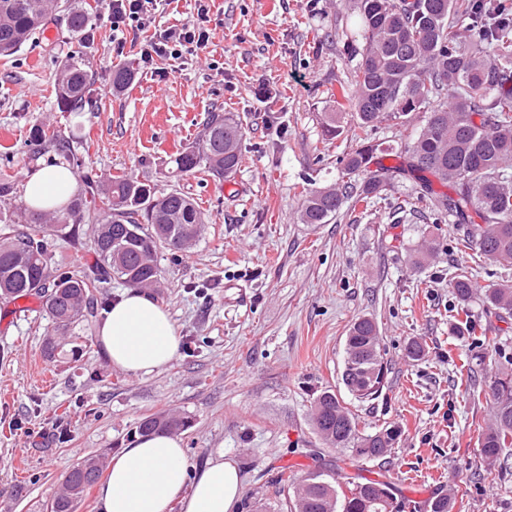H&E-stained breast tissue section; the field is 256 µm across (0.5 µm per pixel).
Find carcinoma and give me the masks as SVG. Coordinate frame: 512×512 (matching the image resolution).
Segmentation results:
<instances>
[{
  "instance_id": "1",
  "label": "carcinoma",
  "mask_w": 512,
  "mask_h": 512,
  "mask_svg": "<svg viewBox=\"0 0 512 512\" xmlns=\"http://www.w3.org/2000/svg\"><path fill=\"white\" fill-rule=\"evenodd\" d=\"M58 0H0V56L17 52L41 27ZM362 41L361 60L353 75L357 128L376 123L409 122L412 113L444 94L447 107L430 111L420 133L404 150L411 172L421 174L422 191L448 221L463 223L476 215L458 245L476 249L496 263L512 264V32L496 27L461 40L460 28L475 18L473 0H358ZM69 33L79 38L90 13L83 0L67 7ZM91 71L82 57L72 56L59 69L57 104L76 112L87 104ZM245 128L231 112H211L199 138L175 159L178 176L204 172L224 179L241 166ZM375 154L360 146L345 161L338 182L309 189L302 195L299 219L317 226L328 223L346 204L369 203L388 182L379 174L360 178ZM429 173L449 192L431 193ZM86 215L93 216L91 251L94 263L74 272L48 251L51 236L74 238ZM205 220L193 199L172 190L161 192L148 184L114 176L106 185L87 184L64 214L46 211L25 215L24 227L0 236V298L36 297L51 320L54 334L45 339L43 354L52 357L57 336L81 339L74 329L90 326L101 306L104 288L123 285L153 291L161 286L159 249L181 250L201 235ZM425 240L411 250L412 264L421 266L433 254ZM450 287L458 304L467 308L478 300L488 309L512 314V284L477 288L468 271L454 272ZM386 365L376 322L358 318L349 328L341 380L359 400L381 393ZM493 421L479 438L480 454L489 467L504 469L512 457V377H498L490 387ZM312 424L324 444L362 459H381L395 447L400 432L394 427L367 433L332 390L321 392L312 406ZM174 414L144 418L138 431L168 433L188 428ZM104 458L90 456L74 466L50 503V512H74L76 504L103 473ZM349 494L339 499L335 474L308 473L295 491L294 512H401L389 484L346 477Z\"/></svg>"
}]
</instances>
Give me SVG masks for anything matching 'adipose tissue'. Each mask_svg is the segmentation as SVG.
<instances>
[{"label":"adipose tissue","mask_w":512,"mask_h":512,"mask_svg":"<svg viewBox=\"0 0 512 512\" xmlns=\"http://www.w3.org/2000/svg\"><path fill=\"white\" fill-rule=\"evenodd\" d=\"M75 186L68 168L44 167L28 179L24 202L35 210H57L67 205ZM97 340L113 367L135 375L161 370L179 349L169 313L135 290L110 305ZM241 492L239 472L223 454L197 464L179 438L154 435L112 460L98 488V512H168L175 501L182 512H234Z\"/></svg>","instance_id":"adipose-tissue-1"}]
</instances>
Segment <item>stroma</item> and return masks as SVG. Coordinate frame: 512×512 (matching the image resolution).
<instances>
[{"mask_svg": "<svg viewBox=\"0 0 512 512\" xmlns=\"http://www.w3.org/2000/svg\"><path fill=\"white\" fill-rule=\"evenodd\" d=\"M82 40L63 9L14 55L0 57V210L22 227L28 177L77 162L87 180L126 175L194 199L206 224L189 248L158 253L156 301L170 314L179 350L165 368L132 375L112 368L89 329L75 348L62 339L54 358L43 340L41 306L0 299V512H47L65 473L87 457H117L149 415L176 414L192 461L223 453L242 478L237 512H290L291 480L332 470L390 483L403 512L453 494V512H512V474L487 467L478 439L492 418L490 385L512 375V315L468 308L471 330L453 335L458 303L448 284L458 268L478 287L512 280L504 266L456 247L466 227L416 198L395 178L370 206L343 208L329 223L301 224L306 189L336 183L359 143L352 101L361 40L357 0H210L206 49L162 61L159 78L140 54L156 31L193 27L194 0H160L153 21L112 39L108 0ZM92 72L80 111L57 107L55 74L69 55ZM134 63L126 90L112 88L116 66ZM237 115L244 161L239 195L202 174L171 176L207 112ZM337 113L339 131L324 123ZM57 135L37 142L34 130ZM437 251L409 262L424 238ZM376 321L387 364L380 396L359 401L341 381L346 336L362 316ZM424 353L410 360L406 347ZM333 390L366 431L399 428L391 454L358 460L323 444L311 405Z\"/></svg>", "mask_w": 512, "mask_h": 512, "instance_id": "35a3bbf8", "label": "stroma"}]
</instances>
